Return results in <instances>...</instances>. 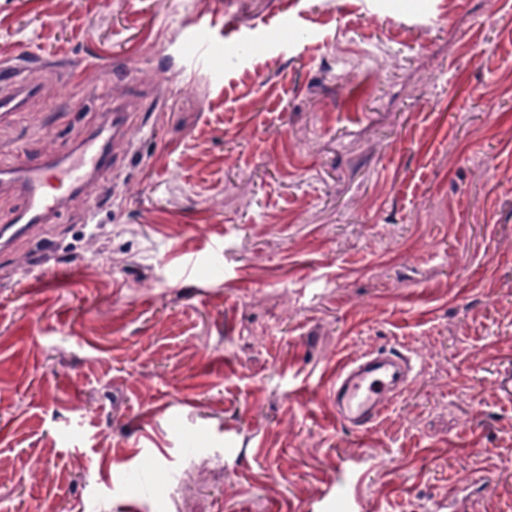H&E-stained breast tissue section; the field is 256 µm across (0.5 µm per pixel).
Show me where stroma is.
Masks as SVG:
<instances>
[{
    "mask_svg": "<svg viewBox=\"0 0 512 512\" xmlns=\"http://www.w3.org/2000/svg\"><path fill=\"white\" fill-rule=\"evenodd\" d=\"M18 63L1 160L141 110L0 255V512H512V0H0ZM2 83L10 89V93L2 95L0 100V109L7 112H18L25 99L36 93L35 86L29 80L27 69L23 66H5L1 67ZM412 371L406 353L387 348L368 350L339 365L329 388L336 420L356 433H366L406 391Z\"/></svg>",
    "mask_w": 512,
    "mask_h": 512,
    "instance_id": "35a3bbf8",
    "label": "stroma"
}]
</instances>
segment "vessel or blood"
Returning <instances> with one entry per match:
<instances>
[{"label":"vessel or blood","mask_w":512,"mask_h":512,"mask_svg":"<svg viewBox=\"0 0 512 512\" xmlns=\"http://www.w3.org/2000/svg\"><path fill=\"white\" fill-rule=\"evenodd\" d=\"M0 84L9 89L7 95L0 97V109L9 112L19 111L25 99L36 92L22 66L0 68ZM134 108L131 102L114 106L101 135L112 140L126 137L128 116ZM99 137L86 139L68 157L43 152L0 168V191L16 194L21 202L10 223L0 226V252L31 237L36 228L62 211L69 193L79 191L86 181L106 171L110 159L100 146ZM55 182L66 184L67 193H52ZM412 371V361L406 353L387 348L367 351L339 365L329 388L337 421L354 432L366 433L406 391Z\"/></svg>","instance_id":"b4317fda"}]
</instances>
